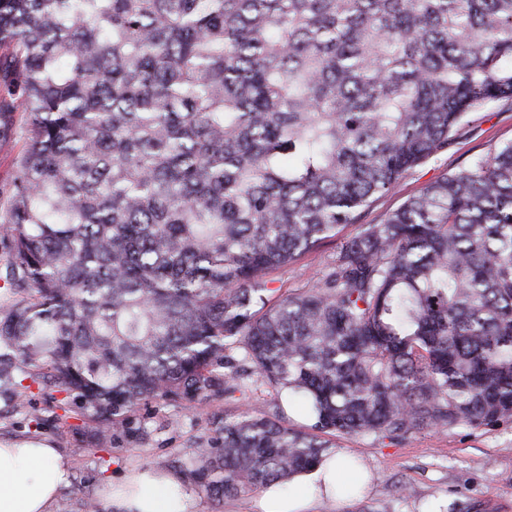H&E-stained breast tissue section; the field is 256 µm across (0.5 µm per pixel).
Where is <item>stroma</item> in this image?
<instances>
[{"instance_id":"1","label":"stroma","mask_w":512,"mask_h":512,"mask_svg":"<svg viewBox=\"0 0 512 512\" xmlns=\"http://www.w3.org/2000/svg\"><path fill=\"white\" fill-rule=\"evenodd\" d=\"M512 141V104L490 102L448 150L412 170L363 217L381 223L389 213L437 179L459 170L491 149ZM353 226L305 255L289 271H274L269 286L276 294L303 286L332 262ZM27 412L0 396V440H48L68 459L71 474L61 494L73 503L101 498L106 481L118 480L131 466L188 475L194 442L215 436L225 417L248 411L256 415L281 411L278 392L255 382L244 392L205 406L149 401L118 429L111 445H98L95 422L80 410L59 417L52 402L37 397ZM336 450L363 463L370 489L353 498L321 503L315 512H512V424L476 430L460 425L446 431L424 430L393 442L347 436Z\"/></svg>"}]
</instances>
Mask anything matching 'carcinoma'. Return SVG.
<instances>
[{"mask_svg":"<svg viewBox=\"0 0 512 512\" xmlns=\"http://www.w3.org/2000/svg\"><path fill=\"white\" fill-rule=\"evenodd\" d=\"M491 101L512 0H0V396L77 404L105 445L146 400L288 392L308 426L196 443L217 507L330 436L512 423V143L360 223ZM23 118L18 115L17 122V137L11 144V147H0V186L1 188L9 181L13 172V159L17 156L18 152L23 145ZM354 230L353 225L344 227L335 239L327 241L318 250L305 255L293 268L288 270V273L280 270L272 272L268 277L270 280L268 286L275 290L270 293L272 301L287 291L303 286L321 268L332 262L341 244L346 238L353 235Z\"/></svg>","mask_w":512,"mask_h":512,"instance_id":"cac0c4a2","label":"carcinoma"}]
</instances>
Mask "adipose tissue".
<instances>
[{
  "label": "adipose tissue",
  "mask_w": 512,
  "mask_h": 512,
  "mask_svg": "<svg viewBox=\"0 0 512 512\" xmlns=\"http://www.w3.org/2000/svg\"><path fill=\"white\" fill-rule=\"evenodd\" d=\"M340 457H324L313 469L293 477L289 488L270 484L256 512H310L316 501L336 496ZM70 463L48 442L0 443V512H50L67 485ZM111 512H198L194 494L181 475L132 468L110 483Z\"/></svg>",
  "instance_id": "adipose-tissue-1"
}]
</instances>
